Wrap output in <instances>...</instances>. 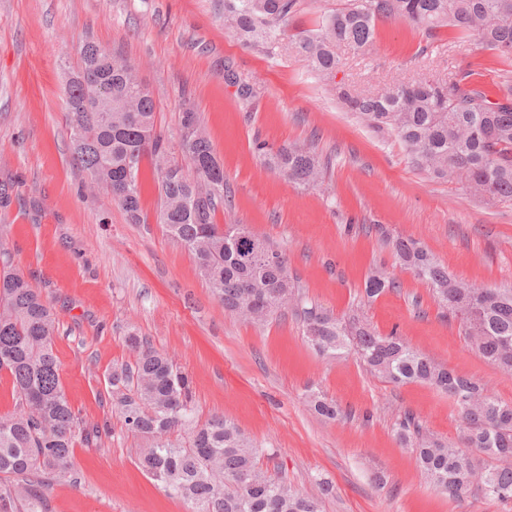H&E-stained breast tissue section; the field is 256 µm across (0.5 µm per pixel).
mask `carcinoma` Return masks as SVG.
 <instances>
[{
  "instance_id": "obj_1",
  "label": "carcinoma",
  "mask_w": 512,
  "mask_h": 512,
  "mask_svg": "<svg viewBox=\"0 0 512 512\" xmlns=\"http://www.w3.org/2000/svg\"><path fill=\"white\" fill-rule=\"evenodd\" d=\"M300 0H222L224 27L247 48L269 55L293 49L309 69L333 85L337 97L368 129L396 137L416 169L437 178L464 181L471 196L487 205L512 203V71L501 75L493 101L472 73L459 71L401 83L374 95L353 94L334 85L343 60L338 47L367 49L377 23L401 19L422 32L428 55L446 28L476 36L499 58L512 61V0H337L314 29L291 33ZM73 159L91 182L104 189L137 224L145 162L157 176V221L192 257L198 277L224 310L251 323H267L280 308L246 313L247 303L280 302L276 293L293 279L288 258L278 265L247 258L251 238L242 224H218L224 208V167L200 115L182 113L179 150L156 132L155 103L134 65L84 41L64 89ZM260 165L296 185H318L328 171L311 144L272 149L254 143ZM395 264L427 284L433 299L459 321L464 338L484 358L512 373V288H479L448 274L419 240L383 237ZM397 287L383 266L373 267L364 293L374 298ZM303 335L318 353H353L373 375L393 384L418 382L454 401L463 421L460 444L427 435L410 416L397 423V436L415 455L433 487L462 502L469 497L512 501V403L485 392L471 377L450 371L397 334L381 336L358 313L338 316L298 292ZM56 319L42 294L16 271L11 253L0 247V372L12 382L15 406L0 415V477L36 473L40 482L5 484L0 512H45L49 481L66 476L74 445L90 433L60 381L53 350ZM134 363L108 378L112 404L131 433L151 441L140 468L189 512H323L333 485L318 483L309 496L278 478H265L260 450L230 419L214 414L195 420L187 376L165 351L132 334ZM310 409L328 420L341 415L323 395L308 397ZM482 475L483 488H473Z\"/></svg>"
}]
</instances>
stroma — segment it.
<instances>
[{
	"instance_id": "1",
	"label": "stroma",
	"mask_w": 512,
	"mask_h": 512,
	"mask_svg": "<svg viewBox=\"0 0 512 512\" xmlns=\"http://www.w3.org/2000/svg\"><path fill=\"white\" fill-rule=\"evenodd\" d=\"M88 38L136 66L165 140L179 142L184 109L200 114L230 200L218 223L245 225L277 244L314 303L362 313L378 333L398 331L512 402V374L465 340L381 240L416 238L455 278L512 287V204L485 205L459 180L413 168L397 140L358 122L293 51L270 57L227 33L220 0H0V195L9 199L0 207V246L52 305L65 393L99 430L97 440L77 441L71 473L46 493V512L188 510L139 469L146 442L111 404L108 377L133 362L132 333L188 375L199 420L224 415L263 449L267 474L310 494L328 478L335 494L324 512H512V503L448 499L399 443L396 425L407 414L427 433L459 442L462 423L446 393L385 382L350 355H319L295 309L262 326L228 315L158 224L152 175L143 179L138 224L91 185L72 159L64 109L67 68ZM422 43L406 22H380L369 50L343 49L336 80L368 93L468 68L498 95L504 64L477 40L441 33L419 61ZM228 69L252 87L250 100L225 80ZM257 141L313 144L329 163L326 182L292 185L264 170ZM379 264L399 286L369 300L364 280ZM312 390L333 399L341 419L311 411Z\"/></svg>"
}]
</instances>
